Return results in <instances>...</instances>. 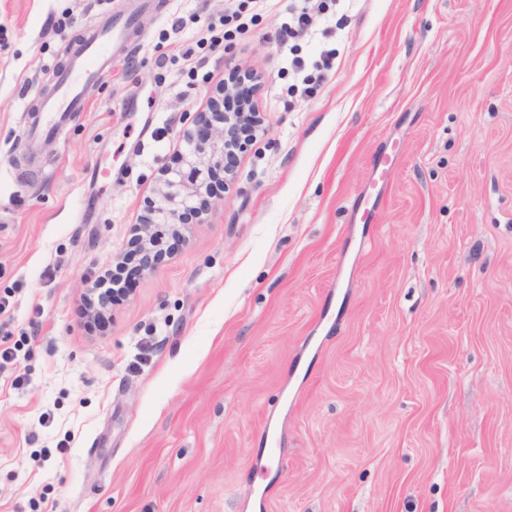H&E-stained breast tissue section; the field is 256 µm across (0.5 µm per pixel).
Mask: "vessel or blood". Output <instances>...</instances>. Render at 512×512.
<instances>
[{
  "instance_id": "1",
  "label": "vessel or blood",
  "mask_w": 512,
  "mask_h": 512,
  "mask_svg": "<svg viewBox=\"0 0 512 512\" xmlns=\"http://www.w3.org/2000/svg\"><path fill=\"white\" fill-rule=\"evenodd\" d=\"M135 28V13L129 10L117 14L109 25L89 32L79 43L70 47L69 64L58 77L55 95L45 101L38 124L25 133L29 145H36L56 134L69 114L86 111L87 85L111 72L114 57L129 43ZM392 172L389 159L384 158L377 163L369 191L360 197L354 207V223H371L374 204L387 189Z\"/></svg>"
}]
</instances>
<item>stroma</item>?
Masks as SVG:
<instances>
[{
  "mask_svg": "<svg viewBox=\"0 0 512 512\" xmlns=\"http://www.w3.org/2000/svg\"><path fill=\"white\" fill-rule=\"evenodd\" d=\"M124 2L0 0V512H512V0H338L299 43L304 97L293 0H142L87 110L29 147L69 46ZM229 9L245 28L211 51ZM233 71L264 133L89 324ZM392 172V163L388 157H383L374 167L370 190L365 192L354 206V224H369L372 222L375 201L389 186ZM121 276L115 275L112 277L111 274H107V276H99L94 281V287L98 288L100 291L97 293V303L98 306L102 309L112 305V303L119 302L120 298L124 297L128 292V286L130 285V272L127 273V276L122 284ZM108 284V286H106ZM102 288H105L102 290ZM104 302L105 304H101Z\"/></svg>",
  "mask_w": 512,
  "mask_h": 512,
  "instance_id": "obj_1",
  "label": "stroma"
}]
</instances>
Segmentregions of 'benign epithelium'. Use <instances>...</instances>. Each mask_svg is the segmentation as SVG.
Instances as JSON below:
<instances>
[{
	"label": "benign epithelium",
	"instance_id": "obj_1",
	"mask_svg": "<svg viewBox=\"0 0 512 512\" xmlns=\"http://www.w3.org/2000/svg\"><path fill=\"white\" fill-rule=\"evenodd\" d=\"M247 116V112L218 113V122L223 124V128L216 134L212 124L207 122L206 113H195L191 125L184 128L182 134V140L188 147L184 163L189 167L191 176L187 177L173 168L164 171L159 201L149 208L148 221L144 225L148 232H153L157 224L178 223L182 210H193L201 218L209 214L211 202L207 195V178L224 168V150L230 140L228 129Z\"/></svg>",
	"mask_w": 512,
	"mask_h": 512
}]
</instances>
